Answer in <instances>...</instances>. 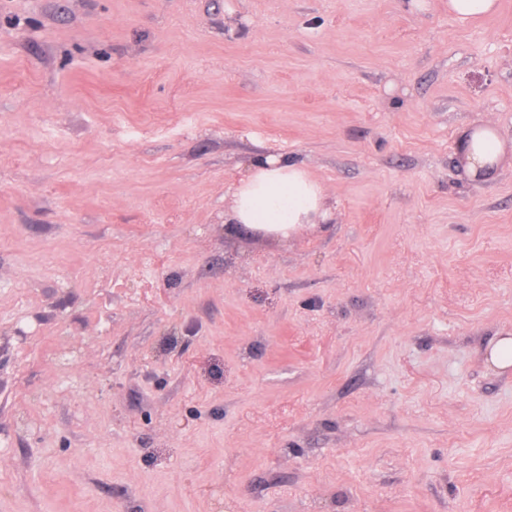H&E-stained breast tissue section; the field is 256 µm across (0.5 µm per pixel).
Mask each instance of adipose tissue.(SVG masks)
<instances>
[{"label": "adipose tissue", "mask_w": 512, "mask_h": 512, "mask_svg": "<svg viewBox=\"0 0 512 512\" xmlns=\"http://www.w3.org/2000/svg\"><path fill=\"white\" fill-rule=\"evenodd\" d=\"M459 148L466 173L479 179L493 176L503 153L502 142L489 125L463 130ZM328 216L327 193L306 169L265 156L256 158L248 176L235 186L224 221L285 238L298 227L322 223Z\"/></svg>", "instance_id": "adipose-tissue-1"}]
</instances>
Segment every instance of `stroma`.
I'll return each instance as SVG.
<instances>
[{
  "instance_id": "stroma-1",
  "label": "stroma",
  "mask_w": 512,
  "mask_h": 512,
  "mask_svg": "<svg viewBox=\"0 0 512 512\" xmlns=\"http://www.w3.org/2000/svg\"><path fill=\"white\" fill-rule=\"evenodd\" d=\"M504 336L512 0H0V512H512ZM498 0H448V15L459 23L486 17L496 12ZM459 148L466 173L479 179L493 176L503 153L502 142L490 125L463 130ZM232 198L224 224L267 236L287 238L303 224H322L329 216L323 186L302 166L274 156L256 158Z\"/></svg>"
}]
</instances>
